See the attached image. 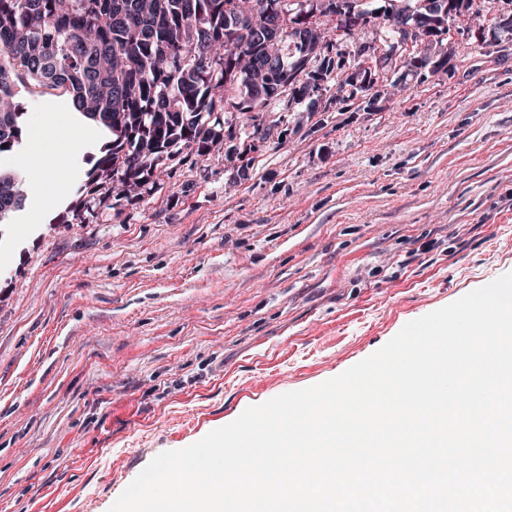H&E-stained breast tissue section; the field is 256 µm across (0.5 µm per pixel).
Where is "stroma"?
Returning a JSON list of instances; mask_svg holds the SVG:
<instances>
[{"mask_svg":"<svg viewBox=\"0 0 512 512\" xmlns=\"http://www.w3.org/2000/svg\"><path fill=\"white\" fill-rule=\"evenodd\" d=\"M430 63L301 103L85 192L111 130L0 216V512H108L159 453L334 378L402 327L512 272V4L471 0ZM28 129L77 126L20 88Z\"/></svg>","mask_w":512,"mask_h":512,"instance_id":"35a3bbf8","label":"stroma"}]
</instances>
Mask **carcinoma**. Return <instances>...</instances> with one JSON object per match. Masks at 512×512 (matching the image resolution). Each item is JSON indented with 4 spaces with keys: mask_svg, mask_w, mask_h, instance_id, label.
I'll return each mask as SVG.
<instances>
[{
    "mask_svg": "<svg viewBox=\"0 0 512 512\" xmlns=\"http://www.w3.org/2000/svg\"><path fill=\"white\" fill-rule=\"evenodd\" d=\"M237 0H0V215L22 201L18 172L3 161L23 144L27 129L15 104L16 87L31 84L64 89L73 107L112 131L90 174L92 191L128 195L143 186L158 165L191 149L210 154L223 135L220 117L226 94L238 93L243 113L262 109L271 96L251 99L238 71L250 59L267 67L261 80L288 83L292 100L305 99L308 82L323 74L329 82L335 61L309 69L319 42L285 35L275 55L266 53L265 23L282 19L286 28L314 15L336 17L335 30L347 39L355 0H263V13L239 23ZM449 10L428 16L423 35L448 29L463 0H443ZM117 187H112V183Z\"/></svg>",
    "mask_w": 512,
    "mask_h": 512,
    "instance_id": "cac0c4a2",
    "label": "carcinoma"
}]
</instances>
